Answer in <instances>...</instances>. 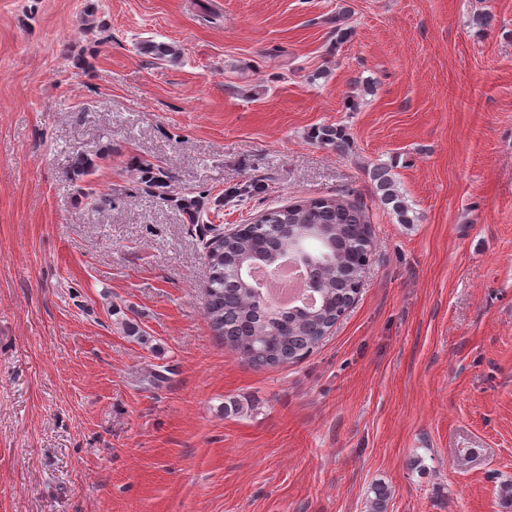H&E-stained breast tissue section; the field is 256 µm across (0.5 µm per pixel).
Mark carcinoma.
Wrapping results in <instances>:
<instances>
[{"mask_svg":"<svg viewBox=\"0 0 512 512\" xmlns=\"http://www.w3.org/2000/svg\"><path fill=\"white\" fill-rule=\"evenodd\" d=\"M312 139L340 149L346 144L344 132L324 126L312 132ZM96 160L83 152L75 154L72 172L81 177L95 174ZM140 184L146 191H159L175 203L192 228L202 231V244L209 266L205 288V315L224 345L254 368H274L298 360L317 345L336 325L342 311L353 303L359 277L351 256L365 237L371 236L365 204L346 196L294 201L267 208L249 224L239 225L232 234L216 231L204 222L200 198L167 192L170 175L152 163L140 168ZM380 200L392 205L401 220L407 207L395 189L388 171L374 174ZM302 239L318 263L320 288L317 303L279 308L265 299L238 273L240 267L263 257L281 256L289 239ZM372 512H386L390 496L384 484L371 488Z\"/></svg>","mask_w":512,"mask_h":512,"instance_id":"obj_1","label":"carcinoma"}]
</instances>
